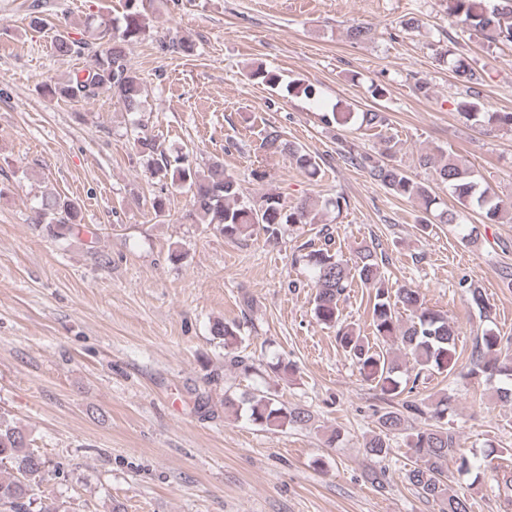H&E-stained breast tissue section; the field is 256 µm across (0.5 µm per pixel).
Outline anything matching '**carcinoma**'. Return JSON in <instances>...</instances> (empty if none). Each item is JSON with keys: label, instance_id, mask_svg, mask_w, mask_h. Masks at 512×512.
I'll return each mask as SVG.
<instances>
[{"label": "carcinoma", "instance_id": "1", "mask_svg": "<svg viewBox=\"0 0 512 512\" xmlns=\"http://www.w3.org/2000/svg\"><path fill=\"white\" fill-rule=\"evenodd\" d=\"M448 16L454 19L460 34L475 36L488 45L512 43V0H448ZM99 38L103 42L95 50L94 67L81 75L75 73L59 86H46L51 95L70 100H90L101 92L116 99L128 112H137L141 106L142 85L129 63L126 45L146 35L143 0H125V12L117 23L103 20L99 23ZM371 27L363 22H352L345 29L352 43L367 39ZM53 54L59 59L79 55L90 43L76 39L68 31H56ZM448 70L465 87L464 97L456 110L471 126L482 131H512V112H491L483 101L480 87L483 75L464 52L447 54ZM250 80L261 84H274L279 75L258 63L248 71ZM328 127H365L373 129L385 125L386 117L378 110L353 112L335 106L320 116ZM263 146L269 152L286 153L295 167L314 177L320 165L303 147L285 141L275 128L265 131ZM140 154L148 157L150 172L171 175L172 184L186 193L191 202L189 218L204 224L227 238H250L257 234L266 241L281 237L284 225L318 224L325 214L341 212L347 205L342 195L327 198L307 197L294 205L285 204L274 193L258 198L245 195L241 184L224 170L219 160L199 169L189 160V154H168L157 140L146 134L137 136ZM399 141L392 137L384 140L383 150L376 157L369 153L347 151L350 163L367 171L370 178L391 194L412 201L419 207L420 231L428 234L435 224H455L458 214L437 195L430 184L418 181L398 163ZM419 164L431 171L432 182L448 188L458 203L477 208L485 224H495L503 208L502 201L487 186L475 178L469 162L461 155L437 149L433 154L420 156ZM36 224H44L55 238L63 240L78 234L84 228L78 204L66 196L53 195L41 201ZM315 283L313 298L315 318L337 328V341L343 351L358 366L367 379L373 380L397 404L377 417V430L364 438L366 455L385 458L391 453V437L407 434V447L412 464L404 469L403 477L426 499L440 503L441 512H470L466 493L453 488L454 476L449 474L448 463H453L460 476L475 474L473 482L481 479V466L457 446L455 433L445 419L452 409V395L442 393L434 401L419 399L413 388L402 384L396 373L402 362L392 355L396 345L411 359L417 374L446 373L453 375L457 366V331L448 315L434 310L416 288L394 289L388 285L381 267L383 254L372 245H363L353 262L338 256L330 248V241L306 255ZM360 284L371 289L373 297L371 324L376 345H370L361 331L341 322L340 301L348 288ZM411 313L410 322L404 324L401 311ZM238 325L217 321L211 327L212 335L223 340L224 348L233 349L242 342ZM484 376L496 378V399L512 405V351L503 345L502 337L488 329L475 338L464 379ZM224 409L234 413L245 410L247 418L261 427H298L308 424L312 415L305 408L279 405L271 394L258 390L239 398L224 395ZM425 417L429 423L409 431V420ZM9 465L16 475L7 479L0 475V512H57L36 497V491L49 476L47 460L30 448V440L22 428L0 415V469Z\"/></svg>", "mask_w": 512, "mask_h": 512}]
</instances>
